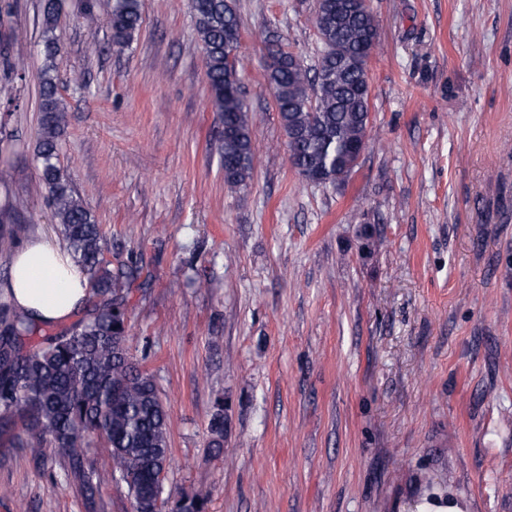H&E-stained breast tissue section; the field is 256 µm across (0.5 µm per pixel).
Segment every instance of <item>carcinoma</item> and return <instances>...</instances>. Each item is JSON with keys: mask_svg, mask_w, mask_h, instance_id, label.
Here are the masks:
<instances>
[{"mask_svg": "<svg viewBox=\"0 0 512 512\" xmlns=\"http://www.w3.org/2000/svg\"><path fill=\"white\" fill-rule=\"evenodd\" d=\"M190 5L210 102L223 124L224 182L234 190L246 188L256 153L252 113L238 70L241 23L231 0H190ZM59 10L60 0H43V49L49 65L39 81L40 173L57 228L98 301L70 326L30 348L25 340L35 324L29 316L14 306L0 308V437L37 464L45 448H56L87 512L104 508L98 494L110 482L125 486L135 512H157L160 499L171 501V512H206L204 498L174 497L158 480L169 459L170 413L128 345L126 300L136 267L112 271L101 227L59 164L65 112L55 66L61 52ZM314 23L321 45L317 63L304 65L274 38L266 78L298 175L311 184L342 186L366 145L370 91L364 74L378 49L377 24L364 0H317ZM141 24V0H112L113 45L129 46ZM209 430L210 447L223 448L221 401ZM94 446L110 450L108 469L100 470L91 458Z\"/></svg>", "mask_w": 512, "mask_h": 512, "instance_id": "obj_1", "label": "carcinoma"}]
</instances>
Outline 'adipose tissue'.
I'll list each match as a JSON object with an SVG mask.
<instances>
[{
	"label": "adipose tissue",
	"instance_id": "adipose-tissue-1",
	"mask_svg": "<svg viewBox=\"0 0 512 512\" xmlns=\"http://www.w3.org/2000/svg\"><path fill=\"white\" fill-rule=\"evenodd\" d=\"M9 289L14 306L45 325L69 320L89 296L87 277L67 248L46 237L30 240L16 251Z\"/></svg>",
	"mask_w": 512,
	"mask_h": 512
}]
</instances>
